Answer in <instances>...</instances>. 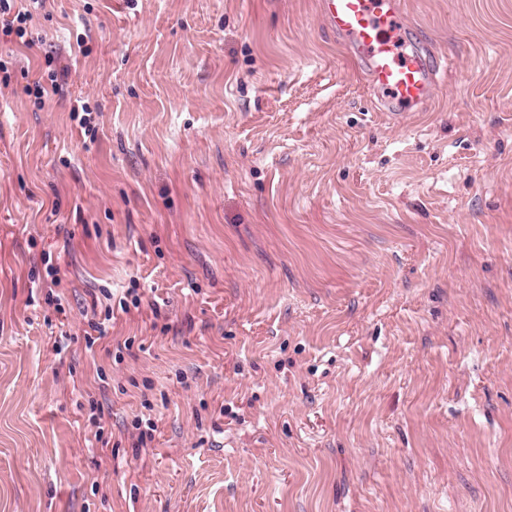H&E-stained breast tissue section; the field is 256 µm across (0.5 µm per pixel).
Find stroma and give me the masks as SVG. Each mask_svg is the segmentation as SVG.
<instances>
[{
  "instance_id": "stroma-1",
  "label": "stroma",
  "mask_w": 512,
  "mask_h": 512,
  "mask_svg": "<svg viewBox=\"0 0 512 512\" xmlns=\"http://www.w3.org/2000/svg\"><path fill=\"white\" fill-rule=\"evenodd\" d=\"M318 2L0 35V512H512V0H404L398 116Z\"/></svg>"
}]
</instances>
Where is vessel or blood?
<instances>
[{
	"label": "vessel or blood",
	"instance_id": "obj_1",
	"mask_svg": "<svg viewBox=\"0 0 512 512\" xmlns=\"http://www.w3.org/2000/svg\"><path fill=\"white\" fill-rule=\"evenodd\" d=\"M320 14L385 112H413L434 96L440 61L404 23L401 0H319Z\"/></svg>",
	"mask_w": 512,
	"mask_h": 512
}]
</instances>
